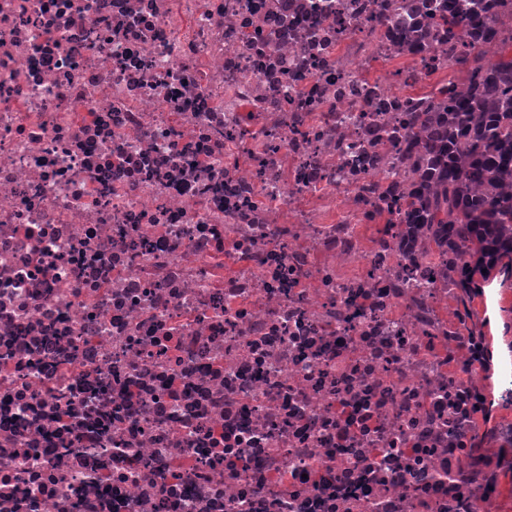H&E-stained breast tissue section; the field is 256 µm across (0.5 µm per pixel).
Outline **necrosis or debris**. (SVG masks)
Here are the masks:
<instances>
[{"mask_svg": "<svg viewBox=\"0 0 512 512\" xmlns=\"http://www.w3.org/2000/svg\"><path fill=\"white\" fill-rule=\"evenodd\" d=\"M423 0H0V512H477L480 360L402 225ZM408 58L398 66V58Z\"/></svg>", "mask_w": 512, "mask_h": 512, "instance_id": "1", "label": "necrosis or debris"}]
</instances>
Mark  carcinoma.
Listing matches in <instances>:
<instances>
[{"mask_svg":"<svg viewBox=\"0 0 512 512\" xmlns=\"http://www.w3.org/2000/svg\"><path fill=\"white\" fill-rule=\"evenodd\" d=\"M452 38L481 24L465 3L441 16ZM448 96L406 114L403 130L416 149L401 158L405 188L398 211L420 253L472 319V273L512 254V58L478 54Z\"/></svg>","mask_w":512,"mask_h":512,"instance_id":"cac0c4a2","label":"carcinoma"}]
</instances>
